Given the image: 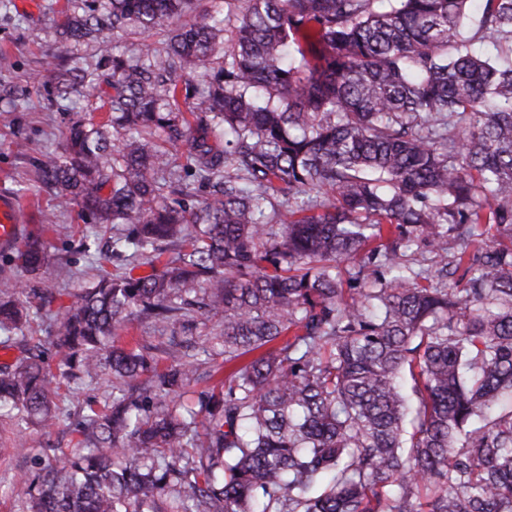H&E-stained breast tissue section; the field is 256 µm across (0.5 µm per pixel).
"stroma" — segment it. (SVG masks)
Listing matches in <instances>:
<instances>
[{
  "label": "stroma",
  "mask_w": 512,
  "mask_h": 512,
  "mask_svg": "<svg viewBox=\"0 0 512 512\" xmlns=\"http://www.w3.org/2000/svg\"><path fill=\"white\" fill-rule=\"evenodd\" d=\"M65 0H0V190L14 196L38 219V204L46 195L30 188L27 178L32 159L60 153L66 130L76 116L71 104L58 99L45 71L49 54L60 53L67 67L83 69L95 64L96 49L81 46L63 50L55 26ZM24 151H17V142ZM55 265L40 271L34 287L51 289L54 305L68 306L80 289L92 282V260L81 247V234H46ZM111 392L108 378L83 380L60 389L61 424L51 433L32 425L17 430L0 417V512H26L27 486L23 473L36 456L53 448L73 447L77 420L92 407H100Z\"/></svg>",
  "instance_id": "stroma-1"
}]
</instances>
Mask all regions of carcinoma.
Wrapping results in <instances>:
<instances>
[{"instance_id":"carcinoma-1","label":"carcinoma","mask_w":512,"mask_h":512,"mask_svg":"<svg viewBox=\"0 0 512 512\" xmlns=\"http://www.w3.org/2000/svg\"><path fill=\"white\" fill-rule=\"evenodd\" d=\"M472 2L67 0L61 45L99 59L49 77L105 78L110 111L34 165L54 208L0 277V415L49 432L83 377L112 400L25 472L27 512H512V0L465 39ZM70 205L112 256L54 313L55 374L22 277ZM130 248L171 257L106 270ZM199 317L227 372L190 399ZM140 318L159 341L121 343Z\"/></svg>"}]
</instances>
